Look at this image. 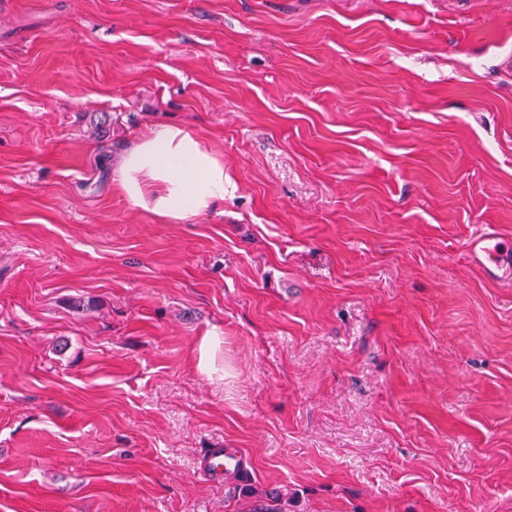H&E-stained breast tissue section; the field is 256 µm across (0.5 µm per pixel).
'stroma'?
I'll use <instances>...</instances> for the list:
<instances>
[{
	"instance_id": "35a3bbf8",
	"label": "stroma",
	"mask_w": 512,
	"mask_h": 512,
	"mask_svg": "<svg viewBox=\"0 0 512 512\" xmlns=\"http://www.w3.org/2000/svg\"><path fill=\"white\" fill-rule=\"evenodd\" d=\"M163 124L222 207L117 190ZM489 228L512 0H0V512H512ZM218 349V336L202 337L198 346L199 366L202 370L212 371L215 369V360ZM210 465L203 470L207 479L221 480L227 474H240L245 471L244 458L240 451L226 448H211L207 451Z\"/></svg>"
}]
</instances>
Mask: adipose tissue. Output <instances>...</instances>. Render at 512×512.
I'll use <instances>...</instances> for the list:
<instances>
[{
    "instance_id": "obj_1",
    "label": "adipose tissue",
    "mask_w": 512,
    "mask_h": 512,
    "mask_svg": "<svg viewBox=\"0 0 512 512\" xmlns=\"http://www.w3.org/2000/svg\"><path fill=\"white\" fill-rule=\"evenodd\" d=\"M116 188L132 204L172 222L224 203V165L195 132L166 125L121 158Z\"/></svg>"
}]
</instances>
